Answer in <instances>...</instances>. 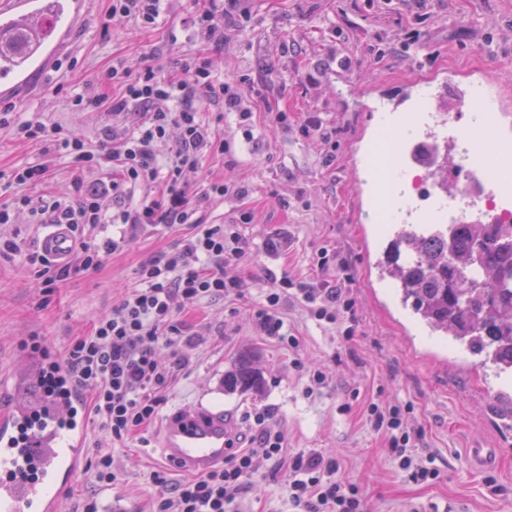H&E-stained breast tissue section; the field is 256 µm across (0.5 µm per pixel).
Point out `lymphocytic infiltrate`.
Listing matches in <instances>:
<instances>
[{"instance_id": "f902f5d3", "label": "lymphocytic infiltrate", "mask_w": 512, "mask_h": 512, "mask_svg": "<svg viewBox=\"0 0 512 512\" xmlns=\"http://www.w3.org/2000/svg\"><path fill=\"white\" fill-rule=\"evenodd\" d=\"M179 69L180 77H165L155 67L134 72L118 60L106 74L109 84L119 86L118 96L98 90L75 94L72 106L106 112L114 119L105 128L100 147L61 125L18 122L9 112L0 113V130L21 140L52 143L70 157L77 172V197L47 200L20 194L11 205L0 206L1 225L24 218L31 224L71 227L78 247L61 266L27 248L17 236L0 234V259L24 256L42 292H53L70 277L98 270L105 258L123 250L146 228L179 224L192 229L172 251L146 259L137 270L139 287L125 291L87 334L72 337L67 344L64 366L73 387L89 396L94 419L119 444L158 418L168 390L189 366L188 351L202 333L181 320V312L216 299L237 304L254 286L252 277L226 273L228 266L248 260L251 241L239 225L215 224L207 216L210 204L241 196L242 186L217 178L197 189L187 179L207 156L228 149L203 118L195 95L203 94L216 111L240 112L245 121L250 115L240 110L238 85L214 74L207 58L184 55ZM131 114L135 122L123 125V118ZM174 129L179 137L171 149L167 140ZM107 168L112 171L110 181L83 190V174ZM138 189L144 192L138 206L114 207L115 199ZM103 224H120L124 230L100 239L96 232ZM317 268L315 278L297 280L285 274L263 291L255 317L260 329L278 337L285 347L299 345L298 337L283 329L281 307L287 299H295L311 320L332 329H342L352 316L351 282L341 276L340 261L324 252ZM364 415L370 428L386 437L398 469L410 480L425 483L437 478V470L421 460L400 406L372 401ZM247 418L251 438L236 436L237 447L222 465L173 486L166 472L154 471L152 481L162 492L152 512H239L251 478L267 463L287 468L283 491L293 512H364L363 496L344 477L339 459L314 450L288 453L269 410L248 413Z\"/></svg>"}]
</instances>
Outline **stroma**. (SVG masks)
Instances as JSON below:
<instances>
[{
    "label": "stroma",
    "instance_id": "stroma-1",
    "mask_svg": "<svg viewBox=\"0 0 512 512\" xmlns=\"http://www.w3.org/2000/svg\"><path fill=\"white\" fill-rule=\"evenodd\" d=\"M107 7L106 0H90L59 64L36 70L10 111L20 120L62 124L96 144L111 116L74 110L69 101L74 91L102 85L113 59L124 58L133 70L150 61L174 76L183 55H205L217 75L239 81L252 119L245 123L227 113L219 131L229 152L207 158L190 181L226 177L244 187L242 197L212 205V221L240 223L256 243L274 234L293 239L287 255L258 251L228 267V274L309 278L320 248L338 250L354 282V334L345 338L316 325L291 301L282 318L300 346L285 349L258 335L257 293L234 315L220 301L185 311L188 323L207 329L188 372L170 388L156 422L125 447L113 448L91 425L88 456L113 451L119 480L104 487L80 470L60 491L63 512H82L89 499L101 512H150L159 493L151 475L164 467L160 431L180 411L216 407L232 415L245 436V415L271 408L290 451L315 449L344 462L367 512H407L412 505L419 512H512V447L499 470L481 474L470 471L465 453L473 444L493 443V431L481 420L495 385L492 372L476 357L455 369L430 363L435 337L409 335L384 301L378 257L359 245L368 193L353 175L364 153L362 136L379 121L376 100L390 112L412 111L411 88L489 81L494 108L512 125V0H237L225 10L220 45L203 41L192 24L198 0H163L149 28L108 18ZM274 111L285 113L286 122L273 123ZM311 113L335 129L334 144L301 133ZM249 124L250 140L243 136ZM40 162L51 169L40 193L71 195L76 172L68 156L46 155L41 146L0 134V172ZM189 232L186 226L147 229L97 271L72 277L48 295L22 259L0 261V364L44 343L63 353L70 337L85 334L136 286L142 261L170 251ZM246 352L262 375L260 390L225 389V371ZM297 359L325 371L328 386L305 396V380L293 368ZM372 400L410 406L408 418L421 433L418 451L439 472L434 483L410 482L397 469L383 438L364 423ZM286 478V470L271 468L253 478L242 498L244 512H291L282 491Z\"/></svg>",
    "mask_w": 512,
    "mask_h": 512
}]
</instances>
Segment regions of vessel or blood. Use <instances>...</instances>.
<instances>
[{"label":"vessel or blood","mask_w":512,"mask_h":512,"mask_svg":"<svg viewBox=\"0 0 512 512\" xmlns=\"http://www.w3.org/2000/svg\"><path fill=\"white\" fill-rule=\"evenodd\" d=\"M0 8V99L24 84L31 72L68 47L69 31L83 22L89 0H10ZM479 85L458 89L451 96L436 95L428 103L430 126L422 132L398 138L403 155L389 162L380 149L366 156L362 186L372 202L394 199L395 183L390 165L421 167L434 179L435 195L444 200L458 182L461 157L477 142L490 144L498 157L512 159V132L504 129L499 113L483 108ZM470 107V124L449 126L450 112ZM392 236L380 239L372 226H365L360 242L369 251L387 255L404 247L412 234L409 223L391 227ZM45 256L57 263L68 261L76 243L67 225H51L40 240ZM57 360L56 355L25 356L21 368L12 370L14 404L0 417V512H60L59 491L79 472L86 454L87 409L76 392H69L50 405L40 419H33L32 389L41 381L40 368ZM486 418L499 441L512 439V377L494 391ZM232 423L223 410H193L166 423L160 447L173 467L205 472L230 453ZM500 453L495 448L469 449L471 468L495 467Z\"/></svg>","instance_id":"b4317fda"}]
</instances>
